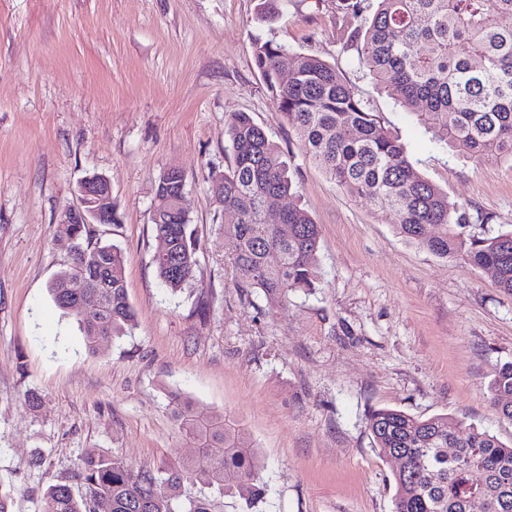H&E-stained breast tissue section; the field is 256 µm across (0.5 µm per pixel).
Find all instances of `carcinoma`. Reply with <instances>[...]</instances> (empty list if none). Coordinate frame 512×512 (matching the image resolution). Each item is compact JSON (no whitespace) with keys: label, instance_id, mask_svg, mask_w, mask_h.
<instances>
[{"label":"carcinoma","instance_id":"cac0c4a2","mask_svg":"<svg viewBox=\"0 0 512 512\" xmlns=\"http://www.w3.org/2000/svg\"><path fill=\"white\" fill-rule=\"evenodd\" d=\"M273 0H258L255 22L271 31L277 19ZM366 0H341L342 21L363 19L349 36L360 64L380 89L395 99L436 141L477 159H512V0H377L364 17ZM254 62L273 93L275 105L296 133L305 157L354 200L399 217L397 233L441 257H460L488 272L512 293V230L491 238L466 235L467 217L448 194L425 177L399 137L336 70L316 56L293 51L274 37L253 42ZM288 72V82L280 80ZM226 151L233 164L208 179L216 202L237 215L224 225V244L236 287L283 308L293 290L318 286L321 231L309 212L295 203L267 221L268 204L293 198L296 186L279 146L244 112L225 124ZM152 214L182 213L186 187L182 173L161 171ZM191 220H152L162 251L153 265L175 292L197 266ZM86 264L66 266L49 288L56 305L74 315L72 305L88 297L83 275L106 287L95 322L79 329L90 350L131 333L136 313L128 301L124 254L115 243L93 241L88 226L77 238ZM498 413L512 421V362L496 370L489 385ZM169 407L180 437L198 449L154 470L88 450L81 460L84 493L66 483L43 494L42 512H209L203 499L179 500L189 483L224 487L252 508L264 495L257 449L232 417L204 413L179 392ZM373 443L393 470L394 512H474L469 498L481 499L480 512H512V443L461 424L446 414L422 419L402 410H373L367 421Z\"/></svg>","mask_w":512,"mask_h":512}]
</instances>
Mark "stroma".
Wrapping results in <instances>:
<instances>
[{"mask_svg":"<svg viewBox=\"0 0 512 512\" xmlns=\"http://www.w3.org/2000/svg\"><path fill=\"white\" fill-rule=\"evenodd\" d=\"M256 4L0 0V487L14 512H39L49 485L79 488L90 448L154 468L189 456L173 392L245 428L261 459L258 512H392L395 464L367 427L376 408L445 414L512 441L488 389L512 361V293L406 241L395 213L352 200L304 157L254 63ZM339 4L277 0V40L336 65L464 205L467 234L511 229L512 160L434 143L347 48ZM234 112L278 144L321 230L319 286L292 291L283 309L245 301L224 256L235 216L208 174L232 163ZM169 167L186 177L198 244L176 292L152 263L154 182ZM95 173L109 178L120 222L90 231L122 248L137 324L92 352L49 285L69 261L58 217Z\"/></svg>","mask_w":512,"mask_h":512,"instance_id":"1","label":"stroma"}]
</instances>
